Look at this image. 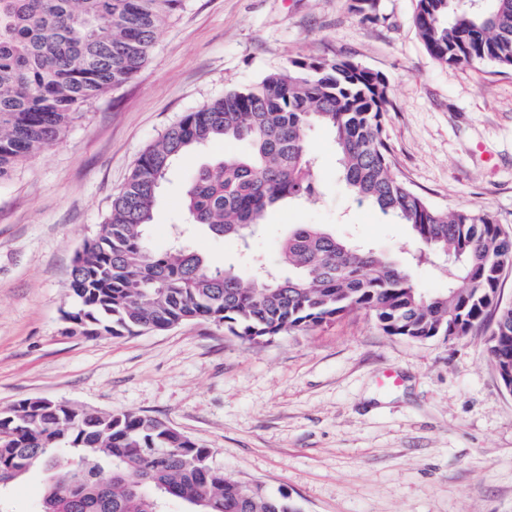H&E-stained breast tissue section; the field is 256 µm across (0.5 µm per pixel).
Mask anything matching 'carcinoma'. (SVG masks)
Returning <instances> with one entry per match:
<instances>
[{"instance_id": "carcinoma-1", "label": "carcinoma", "mask_w": 512, "mask_h": 512, "mask_svg": "<svg viewBox=\"0 0 512 512\" xmlns=\"http://www.w3.org/2000/svg\"><path fill=\"white\" fill-rule=\"evenodd\" d=\"M414 24L441 65L512 68V0H415ZM376 0H351L362 20H379ZM183 0H0V182L62 140L94 100L133 79L159 28ZM390 85L348 58H296L257 83L185 113L138 158L95 237L74 260L64 312L67 336H133L204 320L263 344L364 311L390 336L415 342L464 338L496 321L489 352L512 372V305L495 308L480 290L502 285L512 236L487 211L437 209L392 170L383 136ZM334 133L345 190L409 226L421 252L447 259L448 291L422 292L393 257L295 224L281 256L285 277L247 252L241 268L218 267L178 240L149 244L155 202L188 151L224 144L198 169L182 208L189 223L246 242L268 208L321 194L306 132ZM245 143L246 154L236 151ZM0 512L7 490L35 467L55 473L37 512H296L287 496L258 495L219 470L211 449L167 422L33 398L0 411Z\"/></svg>"}]
</instances>
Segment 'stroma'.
<instances>
[{
  "instance_id": "obj_1",
  "label": "stroma",
  "mask_w": 512,
  "mask_h": 512,
  "mask_svg": "<svg viewBox=\"0 0 512 512\" xmlns=\"http://www.w3.org/2000/svg\"><path fill=\"white\" fill-rule=\"evenodd\" d=\"M185 0L139 74L101 97L64 139L0 183V410L65 400L169 423L212 449L215 468L297 512H512V392L488 336L413 342L358 311L252 345L194 320L135 336H66L77 252L140 155L185 113L285 68L347 57L385 75L384 134L397 177L438 208L478 207L512 234V69L448 67L425 50L415 0ZM308 140L322 193L270 210L251 242L270 264L295 224L395 253L428 294L446 268L416 262L406 225L342 186L332 134ZM223 146L182 158L158 196L149 241L169 246L189 178ZM52 478L10 491L35 512Z\"/></svg>"
}]
</instances>
